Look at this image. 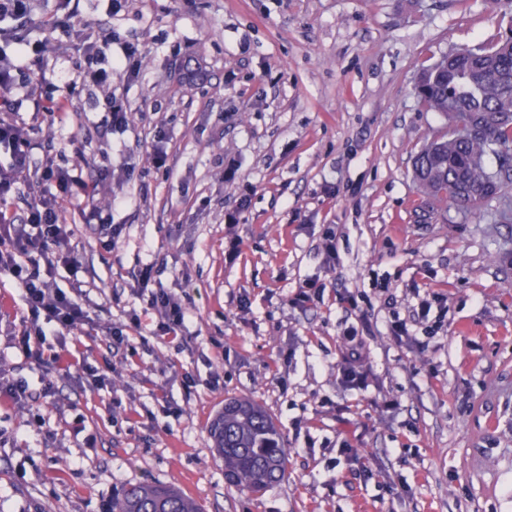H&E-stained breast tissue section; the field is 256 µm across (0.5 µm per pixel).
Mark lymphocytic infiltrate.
Returning a JSON list of instances; mask_svg holds the SVG:
<instances>
[{
	"label": "lymphocytic infiltrate",
	"mask_w": 512,
	"mask_h": 512,
	"mask_svg": "<svg viewBox=\"0 0 512 512\" xmlns=\"http://www.w3.org/2000/svg\"><path fill=\"white\" fill-rule=\"evenodd\" d=\"M9 52L0 46V109L20 111L32 91L20 83L18 69L11 64ZM12 154L9 167L0 168V272L11 276L20 290L26 315L20 334L11 343L26 358L41 360L39 343L46 334L61 335L81 327L86 320L82 306L66 291L46 280L42 266L63 264L78 272L79 260L67 248L74 233L62 215L64 206L77 210L85 229L97 235L119 238L123 227L106 222L96 202L100 180L84 178L80 169L66 168L45 161L32 166L30 130L25 123L0 120V146ZM51 186V193L29 198L30 183ZM153 267L143 265L135 276L137 288L150 290L149 306L158 318L162 335L178 337L185 321L181 303L164 289H151Z\"/></svg>",
	"instance_id": "1"
}]
</instances>
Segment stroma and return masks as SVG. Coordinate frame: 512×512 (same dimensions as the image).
I'll return each instance as SVG.
<instances>
[{
  "instance_id": "35a3bbf8",
  "label": "stroma",
  "mask_w": 512,
  "mask_h": 512,
  "mask_svg": "<svg viewBox=\"0 0 512 512\" xmlns=\"http://www.w3.org/2000/svg\"><path fill=\"white\" fill-rule=\"evenodd\" d=\"M138 48L103 85L66 92L77 56L47 55L31 161L105 169L118 239L76 229L78 275L52 281L89 323L26 359L20 292L0 274V370L32 398L0 399V512H107L134 482L179 487L204 512H512V200L425 211L412 162L438 115L414 95L429 58L512 29L492 0H79ZM128 126L110 128L107 99ZM70 118L47 128V100ZM168 154L165 167L155 151ZM337 260L326 263V234ZM185 307L184 340L159 336L134 276ZM320 291L298 306L300 285ZM444 299L433 332L385 334L392 315ZM364 334L369 388L344 386L343 335ZM126 342L109 347L108 328ZM104 385L82 381V365ZM229 395L263 404L288 452L285 481L230 487L207 425Z\"/></svg>"
}]
</instances>
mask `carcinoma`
Returning <instances> with one entry per match:
<instances>
[{"label": "carcinoma", "mask_w": 512, "mask_h": 512, "mask_svg": "<svg viewBox=\"0 0 512 512\" xmlns=\"http://www.w3.org/2000/svg\"><path fill=\"white\" fill-rule=\"evenodd\" d=\"M414 95L425 109L453 116V130L434 134L414 158L421 202L472 212L503 196L485 158L512 161V37L448 53V63L421 68ZM224 476L241 491L260 493L286 478V448L279 428L257 402L227 398L209 425ZM108 512H201L182 491L158 483H130L112 496Z\"/></svg>", "instance_id": "1"}]
</instances>
